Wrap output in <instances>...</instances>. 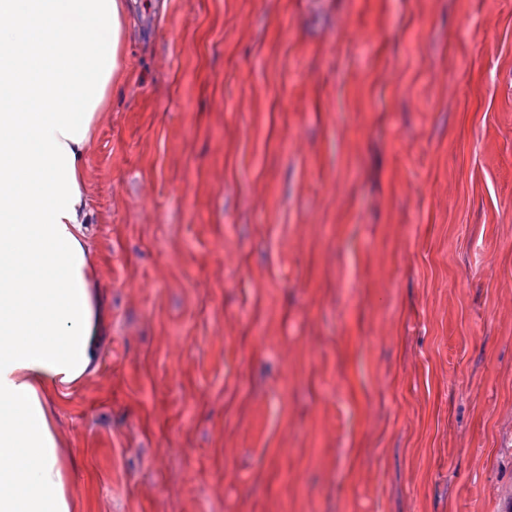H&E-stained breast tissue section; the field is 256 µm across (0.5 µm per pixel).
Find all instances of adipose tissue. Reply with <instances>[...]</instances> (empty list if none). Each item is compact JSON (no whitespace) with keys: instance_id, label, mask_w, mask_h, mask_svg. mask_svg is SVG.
<instances>
[{"instance_id":"obj_1","label":"adipose tissue","mask_w":512,"mask_h":512,"mask_svg":"<svg viewBox=\"0 0 512 512\" xmlns=\"http://www.w3.org/2000/svg\"><path fill=\"white\" fill-rule=\"evenodd\" d=\"M127 0H0V512H76L52 393L112 334L87 159L125 81Z\"/></svg>"}]
</instances>
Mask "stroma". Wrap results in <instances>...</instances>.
Masks as SVG:
<instances>
[{
	"instance_id": "stroma-1",
	"label": "stroma",
	"mask_w": 512,
	"mask_h": 512,
	"mask_svg": "<svg viewBox=\"0 0 512 512\" xmlns=\"http://www.w3.org/2000/svg\"><path fill=\"white\" fill-rule=\"evenodd\" d=\"M90 147L80 512H499L512 0H151Z\"/></svg>"
}]
</instances>
